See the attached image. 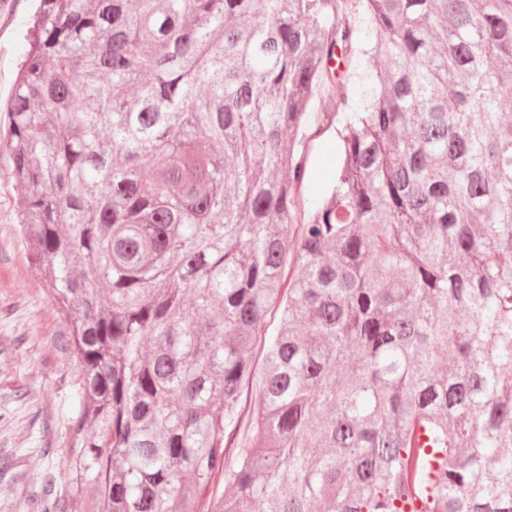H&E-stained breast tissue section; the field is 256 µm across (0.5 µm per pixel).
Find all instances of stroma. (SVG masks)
Returning a JSON list of instances; mask_svg holds the SVG:
<instances>
[{
  "label": "stroma",
  "instance_id": "obj_1",
  "mask_svg": "<svg viewBox=\"0 0 512 512\" xmlns=\"http://www.w3.org/2000/svg\"><path fill=\"white\" fill-rule=\"evenodd\" d=\"M32 0H0V98L13 88L16 66L26 50L23 30ZM327 95L312 103L319 112L303 148L307 180L301 190L308 202L329 189L324 174L336 164V126L325 113ZM10 160L0 154V408L10 423L0 422V454L17 463L0 471V512H31L28 480L53 476L54 495L68 498L71 512H85L77 490L68 484L63 466L66 412L76 396L75 366L63 347V324L42 286V272L25 249L17 224V194ZM27 389L16 400V389Z\"/></svg>",
  "mask_w": 512,
  "mask_h": 512
}]
</instances>
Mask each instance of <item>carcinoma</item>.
Masks as SVG:
<instances>
[{
  "mask_svg": "<svg viewBox=\"0 0 512 512\" xmlns=\"http://www.w3.org/2000/svg\"><path fill=\"white\" fill-rule=\"evenodd\" d=\"M24 38L0 149L95 512H512V0H39ZM341 114L330 122V117L312 122L303 148L306 159L307 180L301 190V199L307 205L329 190L324 173L336 164V126Z\"/></svg>",
  "mask_w": 512,
  "mask_h": 512,
  "instance_id": "carcinoma-1",
  "label": "carcinoma"
}]
</instances>
